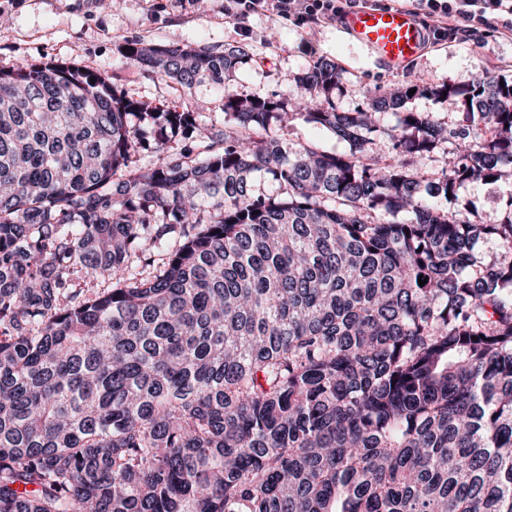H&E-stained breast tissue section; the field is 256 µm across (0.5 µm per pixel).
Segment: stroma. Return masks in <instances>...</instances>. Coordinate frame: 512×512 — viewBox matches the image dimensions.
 Segmentation results:
<instances>
[{
    "instance_id": "35a3bbf8",
    "label": "stroma",
    "mask_w": 512,
    "mask_h": 512,
    "mask_svg": "<svg viewBox=\"0 0 512 512\" xmlns=\"http://www.w3.org/2000/svg\"><path fill=\"white\" fill-rule=\"evenodd\" d=\"M0 0V70L17 63H66L107 75L118 96L141 103L148 111L187 109L223 119L222 93L207 82L184 86L171 78L139 70L123 55L132 41L163 45L205 46L220 52L245 48L247 55L225 76L226 92L240 98L284 97L285 111L308 91L299 75L312 61L332 60L342 70V83L321 100L353 111L366 96L397 93L402 109L435 120H464L469 107L461 99L420 91L421 82L450 84L479 79L486 73L512 81V39L493 31L465 43L424 51L415 61L390 68L371 61L334 25L301 29L269 15L237 20L224 15V0ZM512 196V178L467 183L448 203L450 209L475 214L485 224L498 223Z\"/></svg>"
}]
</instances>
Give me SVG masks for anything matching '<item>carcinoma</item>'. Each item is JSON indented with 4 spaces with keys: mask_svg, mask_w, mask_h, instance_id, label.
Segmentation results:
<instances>
[{
    "mask_svg": "<svg viewBox=\"0 0 512 512\" xmlns=\"http://www.w3.org/2000/svg\"><path fill=\"white\" fill-rule=\"evenodd\" d=\"M243 56L126 49L216 85L221 126L0 70V512H512V200L443 205L512 177V83L433 87L466 123L406 112L382 160L399 96L320 107L342 71L308 65L292 116L325 152L273 132L276 95L226 92ZM288 130V138L295 142H314L328 152H343L345 150V146L338 143L329 132L308 124L302 119L294 120ZM512 195V179L502 177L493 182L466 183L448 201V208L473 213L483 224H497L503 217V205Z\"/></svg>",
    "mask_w": 512,
    "mask_h": 512,
    "instance_id": "obj_1",
    "label": "carcinoma"
}]
</instances>
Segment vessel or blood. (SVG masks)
I'll use <instances>...</instances> for the list:
<instances>
[{"label":"vessel or blood","mask_w":512,"mask_h":512,"mask_svg":"<svg viewBox=\"0 0 512 512\" xmlns=\"http://www.w3.org/2000/svg\"><path fill=\"white\" fill-rule=\"evenodd\" d=\"M340 29L370 57L393 67L418 57L427 39L419 19L397 8L364 7L348 11Z\"/></svg>","instance_id":"b4317fda"}]
</instances>
